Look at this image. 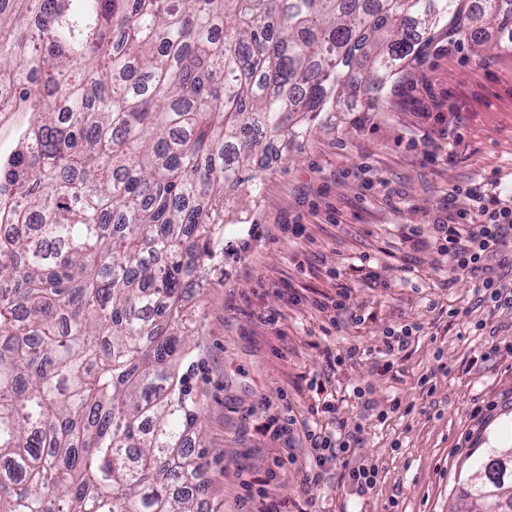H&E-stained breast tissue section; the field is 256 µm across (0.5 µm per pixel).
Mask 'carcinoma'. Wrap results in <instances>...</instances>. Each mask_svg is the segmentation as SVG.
Returning a JSON list of instances; mask_svg holds the SVG:
<instances>
[{
	"instance_id": "1",
	"label": "carcinoma",
	"mask_w": 512,
	"mask_h": 512,
	"mask_svg": "<svg viewBox=\"0 0 512 512\" xmlns=\"http://www.w3.org/2000/svg\"><path fill=\"white\" fill-rule=\"evenodd\" d=\"M512 46V0H0V512H198L184 295L274 141L381 106L434 41ZM512 448L467 476L512 512ZM8 120L1 123L0 119V152H9L14 146L18 130L27 123L28 115L25 112H14Z\"/></svg>"
}]
</instances>
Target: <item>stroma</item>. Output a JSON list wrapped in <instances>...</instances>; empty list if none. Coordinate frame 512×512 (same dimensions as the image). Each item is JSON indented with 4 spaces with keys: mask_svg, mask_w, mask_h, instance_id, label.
<instances>
[{
    "mask_svg": "<svg viewBox=\"0 0 512 512\" xmlns=\"http://www.w3.org/2000/svg\"><path fill=\"white\" fill-rule=\"evenodd\" d=\"M498 40L487 31L479 56L430 53L377 111L317 119L255 167V190L230 200L224 257L185 302L198 327L185 362L211 512H251L262 488L297 512L304 432L328 423L311 414L326 401L361 425L352 461L378 477L362 494L331 466L320 512H454L486 449L512 448V305L450 277L435 244L448 206L470 207L469 184L512 194V48ZM292 224L305 234L291 235ZM366 258L376 283L355 285L331 326L314 301L334 299ZM406 324L417 332L385 355L387 332ZM352 344L360 357L333 366L329 353ZM287 412L296 425L285 452L268 428Z\"/></svg>",
    "mask_w": 512,
    "mask_h": 512,
    "instance_id": "stroma-1",
    "label": "stroma"
}]
</instances>
